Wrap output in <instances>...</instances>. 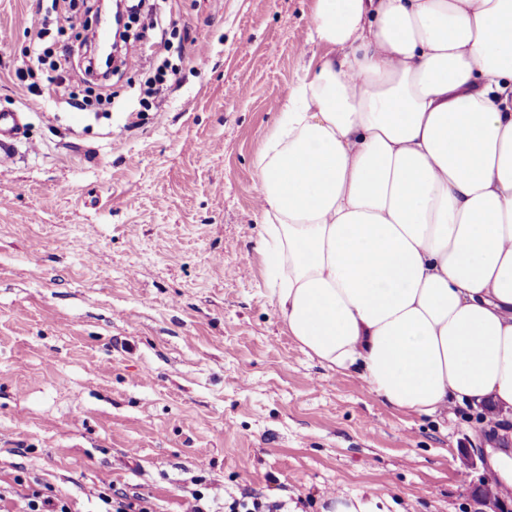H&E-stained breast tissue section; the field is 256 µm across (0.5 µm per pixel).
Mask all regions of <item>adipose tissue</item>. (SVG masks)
Listing matches in <instances>:
<instances>
[{
    "label": "adipose tissue",
    "instance_id": "obj_1",
    "mask_svg": "<svg viewBox=\"0 0 512 512\" xmlns=\"http://www.w3.org/2000/svg\"><path fill=\"white\" fill-rule=\"evenodd\" d=\"M255 159L290 336L389 408L512 410V0H315Z\"/></svg>",
    "mask_w": 512,
    "mask_h": 512
}]
</instances>
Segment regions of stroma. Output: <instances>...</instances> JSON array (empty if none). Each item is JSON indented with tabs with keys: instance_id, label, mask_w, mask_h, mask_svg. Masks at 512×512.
Here are the masks:
<instances>
[{
	"instance_id": "1",
	"label": "stroma",
	"mask_w": 512,
	"mask_h": 512,
	"mask_svg": "<svg viewBox=\"0 0 512 512\" xmlns=\"http://www.w3.org/2000/svg\"><path fill=\"white\" fill-rule=\"evenodd\" d=\"M314 0H158L207 65L170 50L77 111L19 81L33 0H0V111L25 132L0 166V502L16 477L74 512L108 486L182 512L192 492L321 512H481L512 438L484 407H387L308 356L267 288L254 160L318 44ZM175 92L149 108L161 63Z\"/></svg>"
}]
</instances>
